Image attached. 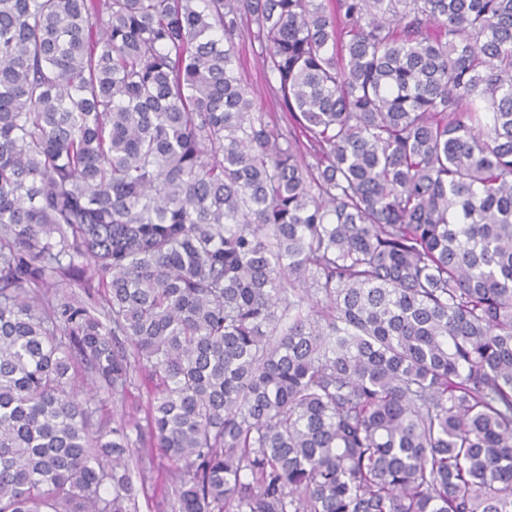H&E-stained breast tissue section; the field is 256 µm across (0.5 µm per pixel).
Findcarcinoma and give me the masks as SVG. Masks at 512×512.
I'll list each match as a JSON object with an SVG mask.
<instances>
[{"instance_id": "carcinoma-1", "label": "carcinoma", "mask_w": 512, "mask_h": 512, "mask_svg": "<svg viewBox=\"0 0 512 512\" xmlns=\"http://www.w3.org/2000/svg\"><path fill=\"white\" fill-rule=\"evenodd\" d=\"M158 459L173 512H512V0H0V512ZM238 49L236 67L242 83L251 92L256 100L257 106L260 107L263 112L268 113V120L272 121L277 128L285 130L288 128L289 117L288 114L281 109L269 88L265 71L262 67V60L259 57L258 48H252L247 41H240ZM93 393L94 398L91 402V406L93 408H97L93 423H96L102 419L107 421L112 427L115 425V422L118 423L124 419L128 420L131 418H136V420L139 421L141 425H145V414L142 409L140 410V407H137L139 399L137 397V390H134V394L127 401H113V399L111 401L103 392H98L95 394V391H93Z\"/></svg>"}]
</instances>
